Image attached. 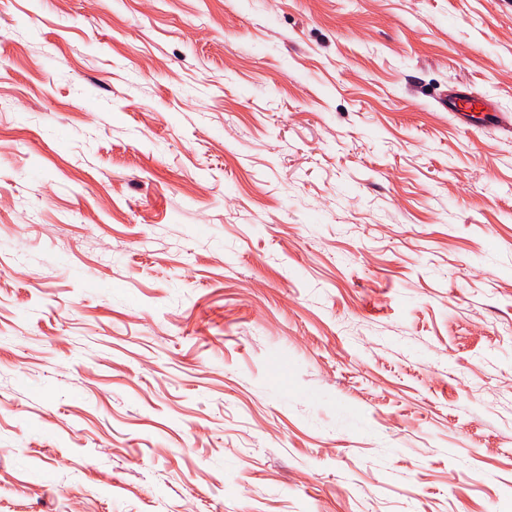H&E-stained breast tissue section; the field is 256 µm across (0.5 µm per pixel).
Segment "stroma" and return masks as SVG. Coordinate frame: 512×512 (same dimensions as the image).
Masks as SVG:
<instances>
[{"mask_svg": "<svg viewBox=\"0 0 512 512\" xmlns=\"http://www.w3.org/2000/svg\"><path fill=\"white\" fill-rule=\"evenodd\" d=\"M0 512H512V0H0ZM445 108L448 112H453L458 121L463 125H468L476 117L472 114L473 104L467 91L455 89L448 94V100ZM471 110V111H468Z\"/></svg>", "mask_w": 512, "mask_h": 512, "instance_id": "obj_1", "label": "stroma"}]
</instances>
